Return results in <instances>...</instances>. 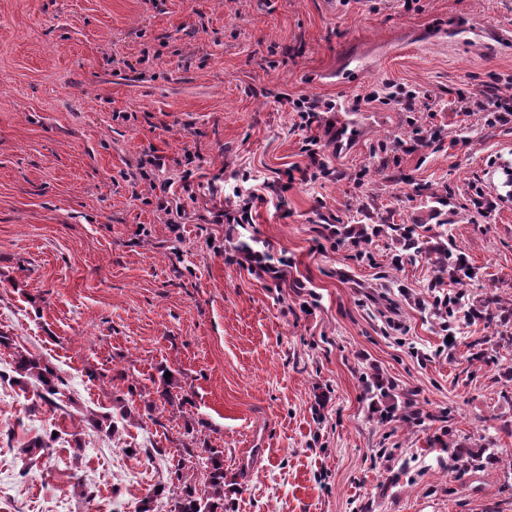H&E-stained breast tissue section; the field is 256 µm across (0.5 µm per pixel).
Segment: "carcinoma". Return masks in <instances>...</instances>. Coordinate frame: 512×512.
Listing matches in <instances>:
<instances>
[{"instance_id": "carcinoma-1", "label": "carcinoma", "mask_w": 512, "mask_h": 512, "mask_svg": "<svg viewBox=\"0 0 512 512\" xmlns=\"http://www.w3.org/2000/svg\"><path fill=\"white\" fill-rule=\"evenodd\" d=\"M388 236L400 247L409 258L426 257L434 263L439 276H448L455 284L464 287L467 281L476 277L477 272L470 268H463L457 261H449L456 252L452 238L443 231L440 236L446 241L437 244L432 243V237L420 230L418 224H388L386 225ZM465 293L458 292V311L462 312L469 320H486L495 318L509 320L512 318V307H506L500 296L492 291L478 306H470L464 301ZM16 373L23 379L34 382L40 388L39 397L47 402L59 393V388L65 385V381L46 362L33 356L18 354L15 357ZM168 367L157 368V375L150 378L157 395V400H151L146 405V410L156 412L165 409V405L174 404V396L171 392L173 380L166 379L164 374ZM132 401L125 398H116L112 403V412L94 420V424L106 430V433L116 436L119 428L118 422L132 419L130 408ZM185 457L177 462L174 476L170 477V486L156 489L148 496L138 509V512H150V504L153 498L172 491L175 494L173 512H224V495L226 494V475L224 474V451L219 448H211L202 445L201 448L183 447ZM192 461L201 462L202 474L205 480L202 488L188 483V473L185 472L186 463ZM487 459L483 452H463L458 450L452 457L449 469L455 472L469 470H481L486 467Z\"/></svg>"}]
</instances>
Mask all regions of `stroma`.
<instances>
[{"label":"stroma","instance_id":"obj_1","mask_svg":"<svg viewBox=\"0 0 512 512\" xmlns=\"http://www.w3.org/2000/svg\"><path fill=\"white\" fill-rule=\"evenodd\" d=\"M508 76L512 0H0V512H136L195 438L224 451L227 512H512V345L459 315L443 347L430 261L322 228L448 220L469 298L512 303V122L454 108ZM388 84L415 110L367 102ZM305 96L336 103L307 132ZM309 134L336 180L289 179ZM251 191L252 224L218 223ZM244 243L286 283L227 264ZM20 352L64 379L52 402ZM161 365L188 405L117 442L93 426L129 381L143 409ZM375 374L395 386L376 405ZM483 447L497 464L449 472Z\"/></svg>","mask_w":512,"mask_h":512}]
</instances>
